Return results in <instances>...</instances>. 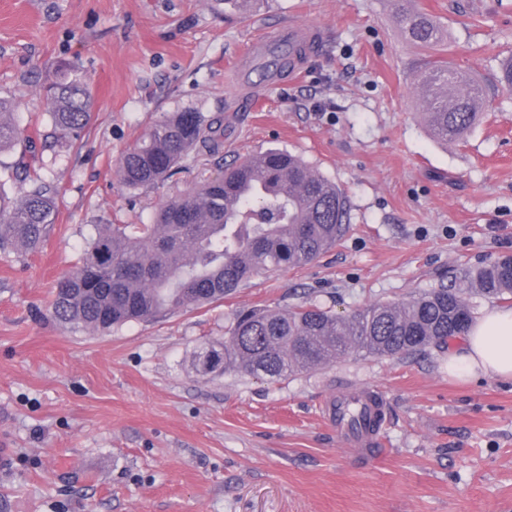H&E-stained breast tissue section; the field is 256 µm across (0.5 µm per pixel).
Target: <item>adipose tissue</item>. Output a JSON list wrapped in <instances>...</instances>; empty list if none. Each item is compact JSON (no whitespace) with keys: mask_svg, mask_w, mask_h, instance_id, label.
Returning a JSON list of instances; mask_svg holds the SVG:
<instances>
[{"mask_svg":"<svg viewBox=\"0 0 512 512\" xmlns=\"http://www.w3.org/2000/svg\"><path fill=\"white\" fill-rule=\"evenodd\" d=\"M448 373L469 382L481 377L512 381V309L486 310L448 349Z\"/></svg>","mask_w":512,"mask_h":512,"instance_id":"1","label":"adipose tissue"}]
</instances>
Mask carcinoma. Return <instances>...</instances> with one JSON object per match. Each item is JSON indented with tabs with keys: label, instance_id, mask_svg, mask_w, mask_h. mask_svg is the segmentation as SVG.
Masks as SVG:
<instances>
[{
	"label": "carcinoma",
	"instance_id": "cac0c4a2",
	"mask_svg": "<svg viewBox=\"0 0 512 512\" xmlns=\"http://www.w3.org/2000/svg\"><path fill=\"white\" fill-rule=\"evenodd\" d=\"M406 37L435 49L443 37L421 10L401 9ZM456 69L445 58L430 59L418 76L426 99L446 89L445 103L430 112L429 127L443 141L463 139L476 123V96L464 82L448 81ZM50 113L51 137L64 147L78 139L92 118L88 84L69 63L41 85ZM219 119L200 112H168L119 160L130 188L162 182L197 148L220 153ZM24 140L13 105L0 98V152ZM248 155L224 174L200 181L195 191L168 199L148 224L98 228L80 264L52 291L51 317L63 324L110 331L132 321L220 301L250 278L282 267L316 261L346 233L348 200L328 178L279 148ZM256 174V186L238 182ZM57 191L39 178L13 197L0 190V251L31 252L55 223ZM474 296L512 301V256H502L465 274L464 286H440L401 302H377L346 314L316 305L285 310H243L224 332L220 348L203 347L194 367L203 376L228 371L270 381L332 364L351 352L398 358L429 347L445 348L462 336Z\"/></svg>",
	"mask_w": 512,
	"mask_h": 512
}]
</instances>
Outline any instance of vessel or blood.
<instances>
[{
    "label": "vessel or blood",
    "instance_id": "vessel-or-blood-1",
    "mask_svg": "<svg viewBox=\"0 0 512 512\" xmlns=\"http://www.w3.org/2000/svg\"><path fill=\"white\" fill-rule=\"evenodd\" d=\"M322 44L320 29L304 19L281 26L273 35L255 39L239 65V80L251 86L256 63L265 66L267 80H277L282 71L304 70L308 59ZM323 415L337 437L359 454L375 452L384 437L377 422L384 416V402L377 390L342 388L327 399Z\"/></svg>",
    "mask_w": 512,
    "mask_h": 512
}]
</instances>
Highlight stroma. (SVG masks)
<instances>
[{
  "label": "stroma",
  "instance_id": "1",
  "mask_svg": "<svg viewBox=\"0 0 512 512\" xmlns=\"http://www.w3.org/2000/svg\"><path fill=\"white\" fill-rule=\"evenodd\" d=\"M448 60L488 90L461 141L429 134L417 78L430 53L393 0H0V96L26 141L0 154L52 179L59 214L42 248L0 252V503L7 512H512V383L448 376V354L349 355L270 382L204 378L195 353L236 311L313 303L337 313L400 302L512 254V0H413ZM316 24L307 68L235 86L234 63L280 23ZM77 64L94 108L66 148L49 139L45 69ZM223 124L163 183L133 189L122 153L163 113ZM301 156L341 189L349 229L317 261L253 277L223 300L103 334L62 325L51 292L100 224H146L237 157ZM378 389L389 424L362 462L320 405ZM398 18L406 37L426 49L440 47L443 37L434 20L421 10L399 9Z\"/></svg>",
  "mask_w": 512,
  "mask_h": 512
}]
</instances>
